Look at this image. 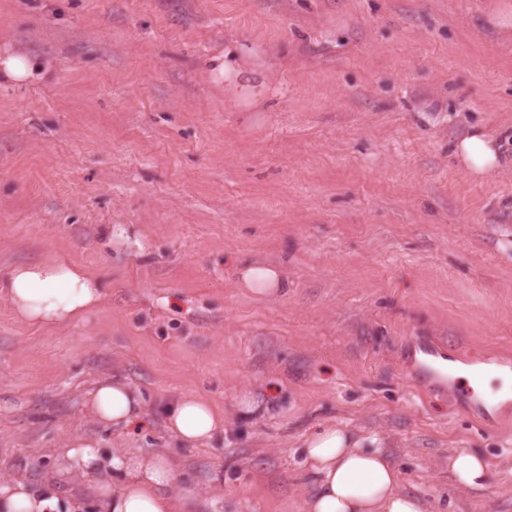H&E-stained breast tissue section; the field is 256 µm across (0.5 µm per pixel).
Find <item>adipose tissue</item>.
I'll return each mask as SVG.
<instances>
[{
  "mask_svg": "<svg viewBox=\"0 0 512 512\" xmlns=\"http://www.w3.org/2000/svg\"><path fill=\"white\" fill-rule=\"evenodd\" d=\"M460 165L477 178H489L505 166L499 143L483 130L456 141ZM101 278L67 254L14 265L0 278L5 297L22 322L53 329L81 321L105 299ZM90 409L98 421L129 427L144 414V401L131 384L98 383ZM169 432L182 445L212 441L224 430V415L193 393L176 397L165 411ZM63 466L41 487L21 478L0 479V512H83L94 501L97 512H198L199 495L180 487V475L167 453L149 456L105 450L101 441L73 438L62 452ZM307 479L301 512H427L421 497L400 487L399 467L376 433L321 425L304 441ZM457 483L485 487L491 469L476 451L460 450L448 459Z\"/></svg>",
  "mask_w": 512,
  "mask_h": 512,
  "instance_id": "adipose-tissue-1",
  "label": "adipose tissue"
}]
</instances>
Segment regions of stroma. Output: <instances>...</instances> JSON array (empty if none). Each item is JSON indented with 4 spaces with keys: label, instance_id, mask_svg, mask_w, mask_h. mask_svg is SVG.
Returning a JSON list of instances; mask_svg holds the SVG:
<instances>
[{
    "label": "stroma",
    "instance_id": "obj_1",
    "mask_svg": "<svg viewBox=\"0 0 512 512\" xmlns=\"http://www.w3.org/2000/svg\"><path fill=\"white\" fill-rule=\"evenodd\" d=\"M512 0H0V48L45 79L0 84V278L62 252L111 285L47 330L0 297V475L40 481L72 437L169 449L202 512H300L302 445L325 423L385 436L432 512H512V400L486 407L418 359L512 365ZM134 226L140 244L117 241ZM279 265L259 299L245 265ZM117 375L140 425L87 402ZM266 408L247 428L234 398ZM201 396L225 432L186 448L162 409ZM482 453L485 488L449 456ZM453 152L460 165L477 178L493 177L506 166L500 144L482 129H473L456 141ZM448 471L457 483L468 488H483L491 479L485 457L476 451L459 450L448 459Z\"/></svg>",
    "mask_w": 512,
    "mask_h": 512
}]
</instances>
